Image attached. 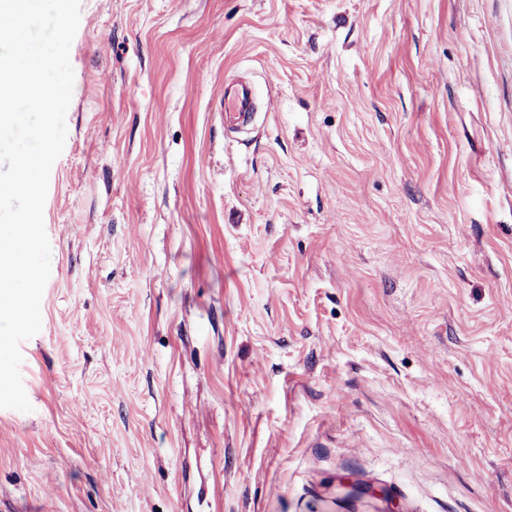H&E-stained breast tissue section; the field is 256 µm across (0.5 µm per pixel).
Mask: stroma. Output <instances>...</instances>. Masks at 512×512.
I'll return each mask as SVG.
<instances>
[{"instance_id":"stroma-1","label":"stroma","mask_w":512,"mask_h":512,"mask_svg":"<svg viewBox=\"0 0 512 512\" xmlns=\"http://www.w3.org/2000/svg\"><path fill=\"white\" fill-rule=\"evenodd\" d=\"M70 62L0 512H512V0H81ZM253 89L247 84L224 86V123L228 128L238 129L251 117Z\"/></svg>"}]
</instances>
